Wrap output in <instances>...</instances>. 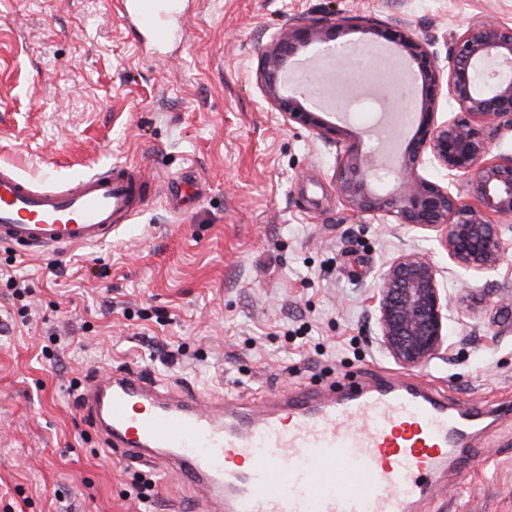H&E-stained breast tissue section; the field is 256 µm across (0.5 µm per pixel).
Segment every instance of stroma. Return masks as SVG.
Returning <instances> with one entry per match:
<instances>
[{"label": "stroma", "instance_id": "1", "mask_svg": "<svg viewBox=\"0 0 512 512\" xmlns=\"http://www.w3.org/2000/svg\"><path fill=\"white\" fill-rule=\"evenodd\" d=\"M182 40L155 48L110 0H0V163L63 182L135 163L156 195L111 241L62 252L0 243V512H204L162 462L123 464L78 404L86 379L141 366L209 403L342 394L379 372L491 407L473 463L457 449L414 512H512V250L455 266L433 231L346 207L336 148L264 100L258 52L293 24L360 15L431 39L512 23V0H186ZM342 124L390 157L406 129ZM448 292V353L423 367L377 344L368 297L401 250ZM25 282L13 296L5 275Z\"/></svg>", "mask_w": 512, "mask_h": 512}]
</instances>
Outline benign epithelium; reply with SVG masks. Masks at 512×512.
Returning a JSON list of instances; mask_svg holds the SVG:
<instances>
[{
    "label": "benign epithelium",
    "instance_id": "7a95c632",
    "mask_svg": "<svg viewBox=\"0 0 512 512\" xmlns=\"http://www.w3.org/2000/svg\"><path fill=\"white\" fill-rule=\"evenodd\" d=\"M357 30L371 35L368 44L388 45L405 60L414 90L403 102L418 123L393 165L398 182L394 190L375 185L376 160L344 127L308 106L300 77H292L287 86L283 81L287 61L312 43L333 59L351 61L344 37ZM257 82L284 122L336 146L333 178L349 209L391 218L413 231L442 232L448 258L466 269L480 271L499 262L507 243L491 218H512V155H486L502 128L512 130L511 24L470 22L451 33L445 68L438 64L432 41L398 22L333 16L294 24L260 49ZM443 89L463 117L438 119ZM429 158L462 179L477 206L425 178L421 169ZM369 302L379 344L394 361L425 365L448 343V295L438 266L426 254L405 250L392 256Z\"/></svg>",
    "mask_w": 512,
    "mask_h": 512
}]
</instances>
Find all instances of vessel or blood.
<instances>
[{
	"mask_svg": "<svg viewBox=\"0 0 512 512\" xmlns=\"http://www.w3.org/2000/svg\"><path fill=\"white\" fill-rule=\"evenodd\" d=\"M178 2L117 0L121 19L158 45L180 32ZM151 189L133 164L62 184L0 164V241L44 252L106 243ZM79 405L127 460L172 455L209 512H412L451 449L469 447L470 423L484 414L449 407L424 383L382 377L333 398L278 396L257 418L162 392L139 368L89 378Z\"/></svg>",
	"mask_w": 512,
	"mask_h": 512,
	"instance_id": "1",
	"label": "vessel or blood"
}]
</instances>
